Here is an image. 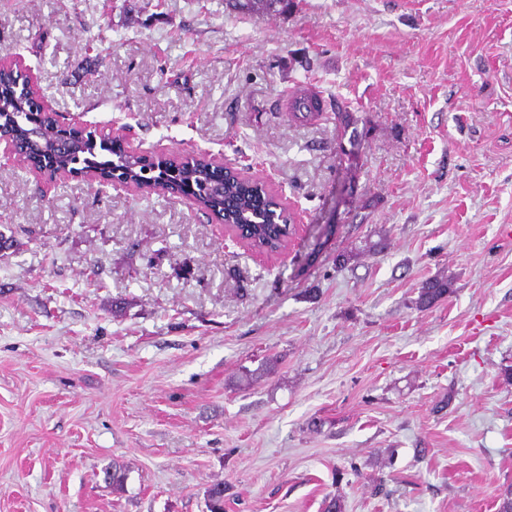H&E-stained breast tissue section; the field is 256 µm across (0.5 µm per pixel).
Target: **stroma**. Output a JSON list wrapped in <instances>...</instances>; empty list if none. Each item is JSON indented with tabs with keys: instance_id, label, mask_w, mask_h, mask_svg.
Returning <instances> with one entry per match:
<instances>
[{
	"instance_id": "stroma-1",
	"label": "stroma",
	"mask_w": 512,
	"mask_h": 512,
	"mask_svg": "<svg viewBox=\"0 0 512 512\" xmlns=\"http://www.w3.org/2000/svg\"><path fill=\"white\" fill-rule=\"evenodd\" d=\"M1 50L53 110L235 162L298 224L260 254L0 154V512H209L217 484L224 512H497L512 0H0ZM301 90L346 106L348 154L328 107L291 118ZM448 288V278L438 275L430 278L422 284L416 304L420 308H429L447 295Z\"/></svg>"
}]
</instances>
